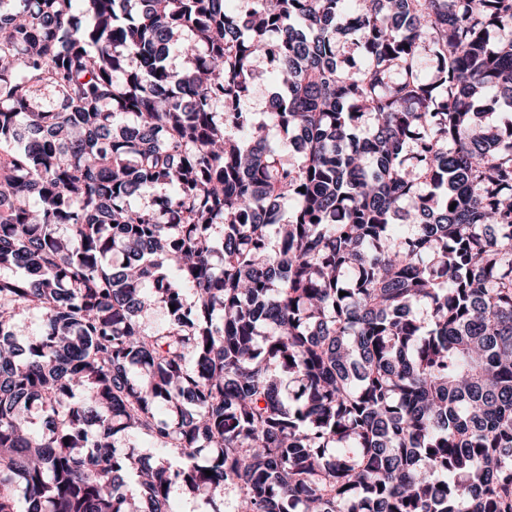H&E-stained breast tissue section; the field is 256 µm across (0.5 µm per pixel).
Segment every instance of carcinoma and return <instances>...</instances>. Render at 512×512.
I'll return each mask as SVG.
<instances>
[{"label":"carcinoma","mask_w":512,"mask_h":512,"mask_svg":"<svg viewBox=\"0 0 512 512\" xmlns=\"http://www.w3.org/2000/svg\"><path fill=\"white\" fill-rule=\"evenodd\" d=\"M255 2L0 0V512H512V0ZM279 83L276 68L270 64L261 66L260 72L255 78L249 97L245 100L244 107L249 112L264 117L267 112L269 99ZM206 498L203 494H192L182 489H176L173 496V505L177 512H199L202 510H213L214 508L221 512H232L235 507V497L228 494H215L212 498V504H206Z\"/></svg>","instance_id":"obj_1"}]
</instances>
